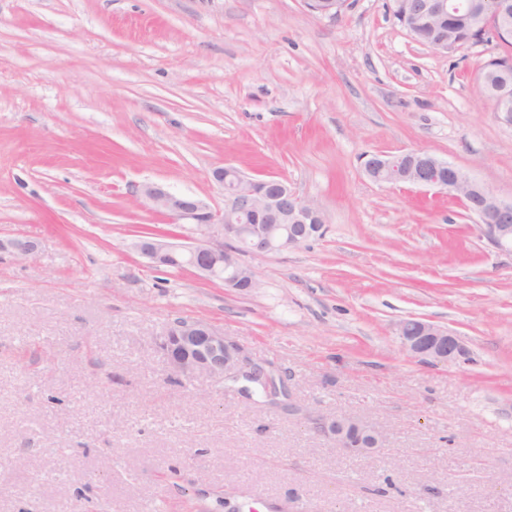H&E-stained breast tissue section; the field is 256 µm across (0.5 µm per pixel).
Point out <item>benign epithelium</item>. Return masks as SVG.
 I'll return each mask as SVG.
<instances>
[{"label":"benign epithelium","instance_id":"obj_1","mask_svg":"<svg viewBox=\"0 0 512 512\" xmlns=\"http://www.w3.org/2000/svg\"><path fill=\"white\" fill-rule=\"evenodd\" d=\"M395 11L407 19L448 12L470 21L471 28L506 26L512 22V0H395ZM388 170L382 183L408 184L448 193L468 205L479 220V230L488 243L512 250V201L506 202L485 184L457 166L423 151L398 156H371L367 170ZM214 180L224 191V208L204 199L174 194L154 183L137 187L136 194L147 209L174 224H190L203 236L194 245H183L154 236L140 237L132 248L156 268L189 267L205 280H220L224 287L245 293L258 288L253 270L240 260L241 252L266 255L300 246L322 233V210L297 194L282 179H254L233 167L218 168ZM37 242L19 236L0 237V252L27 259ZM403 348L413 357L435 363H453L465 354L460 338L449 330L419 318L396 324ZM161 347L172 371L181 379L199 374L216 378L239 377L257 369L213 326L187 319L173 321L162 337ZM315 432L328 438L347 454L370 453L384 447L385 439L373 428L348 415L312 419Z\"/></svg>","mask_w":512,"mask_h":512}]
</instances>
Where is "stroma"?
<instances>
[{
  "instance_id": "1",
  "label": "stroma",
  "mask_w": 512,
  "mask_h": 512,
  "mask_svg": "<svg viewBox=\"0 0 512 512\" xmlns=\"http://www.w3.org/2000/svg\"><path fill=\"white\" fill-rule=\"evenodd\" d=\"M496 42L443 53L393 0H0V512H512V253L456 198L374 182L365 155L433 154L512 199V120L477 76ZM277 177L322 236L242 254L260 286L155 269V182L223 207L216 168ZM466 353H406L399 320ZM223 331L288 382L280 405L177 381L176 319ZM384 448L348 455L306 413ZM38 249L34 240L25 237H0V252H6L15 258L27 259ZM396 331L403 348L415 358L448 364L465 354L457 335L422 319H403L396 324ZM311 420L315 432L328 438L336 448L347 454L370 453L384 447L383 436L353 416L319 415Z\"/></svg>"
}]
</instances>
